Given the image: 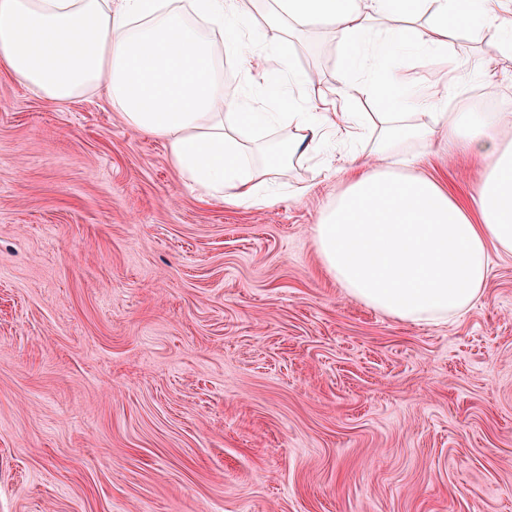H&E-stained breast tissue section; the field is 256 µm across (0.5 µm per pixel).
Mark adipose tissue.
<instances>
[{"label":"adipose tissue","mask_w":512,"mask_h":512,"mask_svg":"<svg viewBox=\"0 0 512 512\" xmlns=\"http://www.w3.org/2000/svg\"><path fill=\"white\" fill-rule=\"evenodd\" d=\"M257 0H0V64L33 93L68 102L105 93L134 131L165 142L171 165L202 196L235 206L277 202L266 189L270 169L255 166L256 126L280 123L296 133L273 148L278 165L306 158L360 118L312 110L310 75L295 67L285 28L327 25L347 66L360 69L363 48L379 33L399 36L415 57L447 48L459 36L499 35L512 51V22L501 0H272L257 38ZM428 12L423 27L412 21ZM227 32L223 53L215 36ZM234 57L247 86L287 98L284 112L228 106L222 56ZM404 76L378 60L347 84L349 98L381 103L370 114L374 149L351 155L352 177L314 226L324 270L347 296L408 323L461 317L484 296L491 251L512 254V101L493 112H438L433 125L404 111L396 95ZM446 139L484 163L472 206L438 181L405 174L394 160L414 141Z\"/></svg>","instance_id":"obj_1"}]
</instances>
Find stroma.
<instances>
[{"label": "stroma", "mask_w": 512, "mask_h": 512, "mask_svg": "<svg viewBox=\"0 0 512 512\" xmlns=\"http://www.w3.org/2000/svg\"><path fill=\"white\" fill-rule=\"evenodd\" d=\"M496 40L436 56L480 68L438 111L512 100ZM290 48L337 111H372L326 28ZM349 155L279 172L304 196L222 205L104 95L0 69V512H512V255L445 323L349 298L312 235ZM420 172L464 204L482 178L444 140Z\"/></svg>", "instance_id": "stroma-1"}]
</instances>
